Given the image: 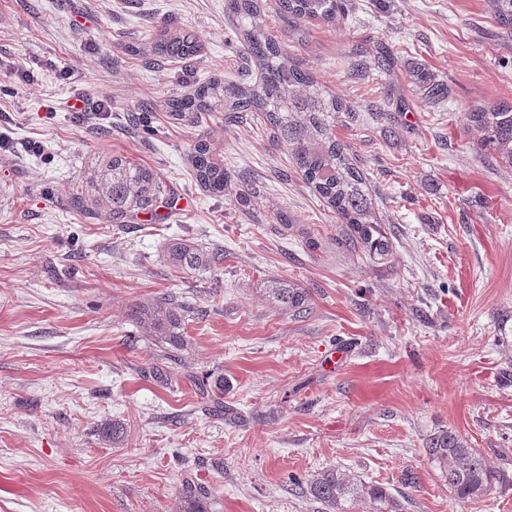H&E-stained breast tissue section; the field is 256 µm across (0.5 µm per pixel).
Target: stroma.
Segmentation results:
<instances>
[{"label":"stroma","instance_id":"1","mask_svg":"<svg viewBox=\"0 0 512 512\" xmlns=\"http://www.w3.org/2000/svg\"><path fill=\"white\" fill-rule=\"evenodd\" d=\"M224 2L77 0L75 21L54 0H0V512H180L188 483L210 491L209 512H319L298 483L329 467L385 485L405 512H512V486L454 500L426 451L449 429L512 478V168L479 153L463 117L512 90V26L489 0H347L336 25L259 0L296 65L351 107L336 137L393 245L374 261L337 245L334 213L257 113L169 116L203 82L259 76ZM165 23L202 52L127 53ZM383 51L391 74L363 77ZM411 63L447 88L442 103L416 95ZM81 94L109 97L106 117L71 112ZM201 138L236 195L196 182ZM105 151L156 172L152 213L116 224L74 207ZM180 236L223 265L171 269ZM288 280L306 311L267 300ZM162 294L201 311L165 380L131 316ZM209 376L223 412L198 395ZM106 418L123 442L99 439Z\"/></svg>","mask_w":512,"mask_h":512}]
</instances>
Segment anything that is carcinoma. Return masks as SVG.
Instances as JSON below:
<instances>
[{"label":"carcinoma","instance_id":"obj_1","mask_svg":"<svg viewBox=\"0 0 512 512\" xmlns=\"http://www.w3.org/2000/svg\"><path fill=\"white\" fill-rule=\"evenodd\" d=\"M490 5L501 24H512V0H490ZM280 8L283 14L298 20L327 23L345 14L343 0H280ZM225 9L236 21L251 58L260 68L259 81H209L191 93L168 100L166 107L171 115L183 119L200 112L261 113L273 137L289 151L296 171L338 221L347 225L348 240L361 243L374 259L389 258L392 244L379 225L363 170L347 146L336 139V123L339 114L347 111V104L294 63L272 33L258 0H225ZM126 50L132 55L149 53L162 60H188L199 52V38L165 27L149 44L128 46ZM410 79L428 101L440 102L448 95L443 85L422 71L410 72ZM465 120L479 133L478 149L512 167V102L470 108ZM191 167L198 184L209 193L223 196L232 192L231 176L216 159L209 141H197ZM86 184V194L77 195V204L94 211L105 210L116 223L128 212L152 205L162 194L161 183L151 168L108 152L97 160ZM165 260L183 272L205 271L224 262V250H209L192 238L179 237L167 244ZM268 297L288 313L303 311L309 302L307 289L294 282L269 289ZM133 319L142 335L161 344L163 358L175 359V353L186 342L188 317L184 306L169 296H159L133 310ZM199 390L202 397L218 404L224 393V379L202 384ZM126 432L124 423L117 419L97 424L98 437L107 443L122 441ZM427 451L456 500H480L505 481L453 431L430 438ZM305 485V494L324 505L327 512H404V505L384 485L357 481L336 468L316 472Z\"/></svg>","mask_w":512,"mask_h":512}]
</instances>
